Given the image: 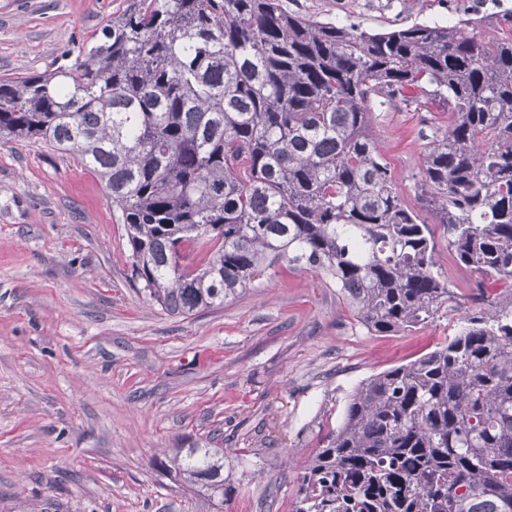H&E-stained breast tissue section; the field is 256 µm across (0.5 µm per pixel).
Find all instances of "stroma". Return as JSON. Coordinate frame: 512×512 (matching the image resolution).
Here are the masks:
<instances>
[{"instance_id": "obj_1", "label": "stroma", "mask_w": 512, "mask_h": 512, "mask_svg": "<svg viewBox=\"0 0 512 512\" xmlns=\"http://www.w3.org/2000/svg\"><path fill=\"white\" fill-rule=\"evenodd\" d=\"M375 33L483 14L507 35L512 0H282ZM126 0H0V78L54 69ZM445 103L374 107L371 131L403 201L435 232L455 287L480 281L423 209L417 163L448 129ZM103 183L43 142L0 141V512H292L297 474L370 376L440 347L473 305L460 297L415 333L369 332L324 270L278 264L224 306L174 316L132 277ZM220 448L223 505L157 462Z\"/></svg>"}]
</instances>
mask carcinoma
Instances as JSON below:
<instances>
[{"instance_id":"cac0c4a2","label":"carcinoma","mask_w":512,"mask_h":512,"mask_svg":"<svg viewBox=\"0 0 512 512\" xmlns=\"http://www.w3.org/2000/svg\"><path fill=\"white\" fill-rule=\"evenodd\" d=\"M483 20L370 33L282 0H127L70 62L0 79V140L37 138L97 174L162 309L222 306L284 258L330 272L378 334L428 326L457 292L371 106L418 110L408 91L429 86L447 101L421 195L456 262L501 288L477 283L448 343L349 394L294 512H512V34L478 41ZM158 465L224 504V449Z\"/></svg>"}]
</instances>
